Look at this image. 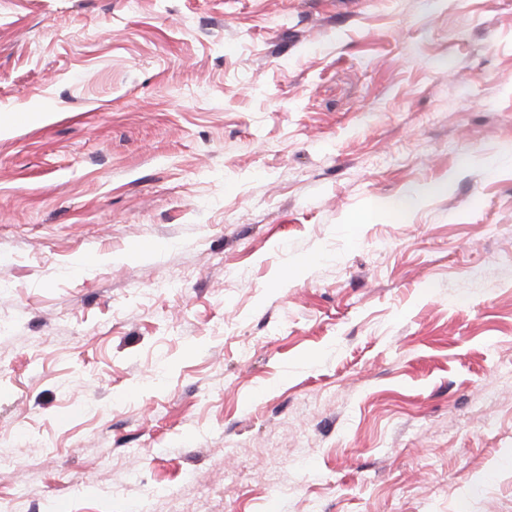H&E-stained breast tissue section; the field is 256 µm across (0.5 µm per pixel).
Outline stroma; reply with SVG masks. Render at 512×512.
Listing matches in <instances>:
<instances>
[{
	"label": "stroma",
	"mask_w": 512,
	"mask_h": 512,
	"mask_svg": "<svg viewBox=\"0 0 512 512\" xmlns=\"http://www.w3.org/2000/svg\"><path fill=\"white\" fill-rule=\"evenodd\" d=\"M0 121V503L512 512V0H0Z\"/></svg>",
	"instance_id": "35a3bbf8"
}]
</instances>
